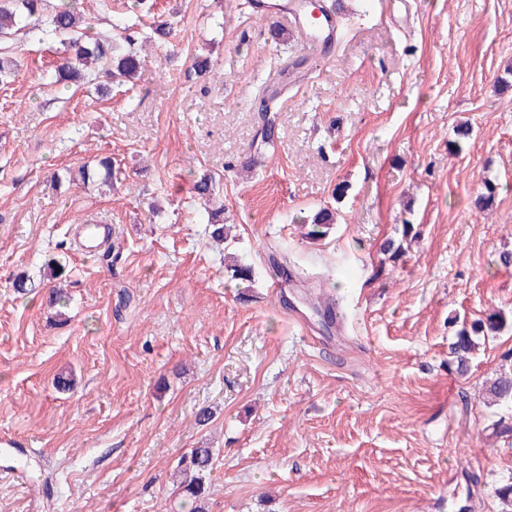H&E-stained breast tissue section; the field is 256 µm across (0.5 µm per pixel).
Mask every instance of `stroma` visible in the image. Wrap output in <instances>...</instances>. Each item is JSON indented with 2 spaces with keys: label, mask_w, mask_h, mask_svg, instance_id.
<instances>
[{
  "label": "stroma",
  "mask_w": 512,
  "mask_h": 512,
  "mask_svg": "<svg viewBox=\"0 0 512 512\" xmlns=\"http://www.w3.org/2000/svg\"><path fill=\"white\" fill-rule=\"evenodd\" d=\"M334 2L346 36L315 64L243 0H81L95 30L145 42L104 97L48 86L38 42L0 41L18 68L0 85V435L25 445L0 452V512H182L195 448L214 454L208 512H502L512 406L485 388L512 372V0ZM105 156L112 187L50 181ZM321 207L331 232L303 238ZM93 217L111 263L77 251ZM496 310L506 328L459 374L457 329ZM20 457L27 480L3 476Z\"/></svg>",
  "instance_id": "35a3bbf8"
}]
</instances>
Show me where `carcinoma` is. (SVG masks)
Returning a JSON list of instances; mask_svg holds the SVG:
<instances>
[{
	"mask_svg": "<svg viewBox=\"0 0 512 512\" xmlns=\"http://www.w3.org/2000/svg\"><path fill=\"white\" fill-rule=\"evenodd\" d=\"M48 0H0V38L8 40L22 34L38 31L41 40L54 46L53 61L48 70L49 84L63 81L90 84L97 79L96 68L105 70L109 78L124 84L135 76L142 64L140 54L134 50L135 32L129 26L113 25L109 40H100L87 33L88 27L78 7V0H56L49 13H44ZM196 192L204 205L220 192L219 181L204 173L196 181ZM304 237L318 241L329 232L334 223L333 213L318 210L305 218ZM506 326V319L493 313L485 321L476 320L470 328H461L451 346L460 371L467 370L468 355L476 343L473 336L483 332H498ZM491 403L498 405L512 400V373L503 372L488 387ZM213 454L209 448H195L182 459L180 471L182 485L191 503L189 512H206L205 479L212 467Z\"/></svg>",
	"mask_w": 512,
	"mask_h": 512,
	"instance_id": "obj_1",
	"label": "carcinoma"
}]
</instances>
